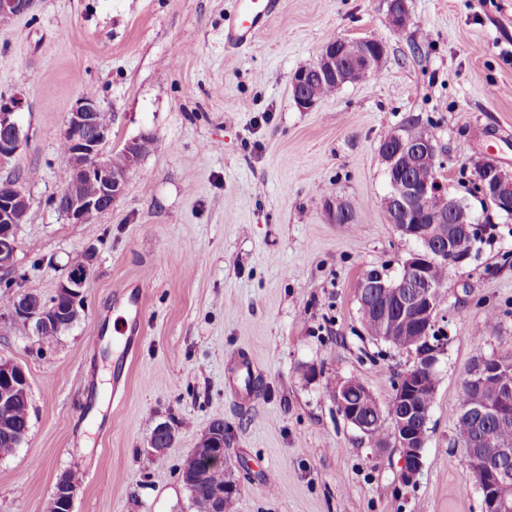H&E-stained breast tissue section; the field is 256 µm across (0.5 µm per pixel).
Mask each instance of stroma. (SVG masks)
Segmentation results:
<instances>
[{
  "mask_svg": "<svg viewBox=\"0 0 512 512\" xmlns=\"http://www.w3.org/2000/svg\"><path fill=\"white\" fill-rule=\"evenodd\" d=\"M406 5L396 33L387 0H279L241 47L225 40L238 0H35L0 23V95L26 99V137L0 165L29 201L16 291L51 298L77 254L93 258L65 332L0 324V360L30 382L28 435L0 455V512H48L67 471L73 512H196L179 466L217 419L230 512H482L454 430L474 365L512 355V218L471 203L493 230L441 290L445 345L413 485L398 449L374 447L331 398L353 378L387 403L415 361L366 334L356 300L367 270L396 274L416 248L382 208L383 138L419 119L446 152L452 195H466L480 158L512 170V0ZM333 37L384 41L385 64L300 108L291 75ZM85 94L111 115L109 150L157 142L110 211L74 224L54 199L60 138ZM336 198L353 223L330 221ZM131 284L142 335L129 352L105 332ZM242 359L260 389L243 388ZM161 422L177 434L157 460L145 448Z\"/></svg>",
  "mask_w": 512,
  "mask_h": 512,
  "instance_id": "1",
  "label": "stroma"
}]
</instances>
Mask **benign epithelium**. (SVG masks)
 Masks as SVG:
<instances>
[{"instance_id":"obj_1","label":"benign epithelium","mask_w":512,"mask_h":512,"mask_svg":"<svg viewBox=\"0 0 512 512\" xmlns=\"http://www.w3.org/2000/svg\"><path fill=\"white\" fill-rule=\"evenodd\" d=\"M33 0H0V23L26 14ZM372 39H349L338 37L326 44L311 67L334 77L336 89L353 82L360 71L369 72L383 67L387 50L382 46L371 49ZM308 68L296 70L291 76L292 93L297 105L308 109L318 101L317 93L306 82ZM25 99L17 92L6 98L0 95V163L11 159L19 150L25 134L17 120ZM100 106L88 96L80 97L71 111L62 138L69 139V177L64 190L56 197L58 210L72 223L82 224L107 212L123 196L129 173L136 170L144 156L154 148L156 138L143 134L125 144V167L119 173L113 167L112 156L103 152L110 129L98 122ZM381 157L390 174H401V178L390 181L389 191L383 198V208L388 223L403 237L418 244L403 264L399 275L390 279L377 270L373 274L371 287L375 291L360 290L358 301L363 310L375 307V297L380 296L391 303L384 312L377 332L379 339L392 337L407 331L414 321L428 336L425 347L416 353L414 365L401 372L394 383L392 397L387 408L380 407L370 390H365L363 400L373 414L363 418L359 408L347 400L348 389L356 384L353 379L335 386L332 399L343 419L366 435L373 427L384 421L383 412L389 413L394 446L400 451V478L406 485L414 483L423 466V449L426 443V426L430 422V409L421 402L434 397L436 387L435 364L443 351L445 337H431L436 329L440 307L441 288L429 279L428 267L435 261L446 262L452 268L470 260L474 246L482 235V225L471 217L459 220L456 214L469 209L464 198L450 197L443 184L424 180L420 173L424 169L436 170L444 163L443 153L432 136L422 141H411L399 130L388 133L379 148ZM87 182L98 185V193L87 195L83 186ZM475 193L480 199L501 211L512 209V172L502 169L495 162H480L477 165ZM439 201V206L430 208V199ZM29 206L22 192H0V268L15 266L18 251L17 225L25 222L19 216L23 207ZM331 220L335 224L352 221L345 204L326 202ZM90 276V261L73 269L59 285L56 296L67 298L66 305L59 301L49 302L34 311L29 301L22 298L10 314V319L31 324L36 334L51 326L61 328L68 318L79 316L82 309L81 288ZM494 377L499 381L497 392L484 394L485 382ZM0 384L6 391L0 394V407L12 406L29 396V383L24 370L9 361H0ZM467 390L475 402L463 407L460 414L473 418L507 419L512 410V372L498 357L482 359L466 378ZM194 453H205L210 463L226 464L224 448L216 447L212 431L202 435ZM469 474L477 478L483 498L484 512H512V500L507 491L512 489V448L499 449L501 463L497 466L487 461L482 448L465 451ZM186 487L196 502L197 512H226V505L237 490L233 478L222 486L204 485V475L191 473L183 477ZM77 484L58 479L52 500L65 512H72Z\"/></svg>"}]
</instances>
